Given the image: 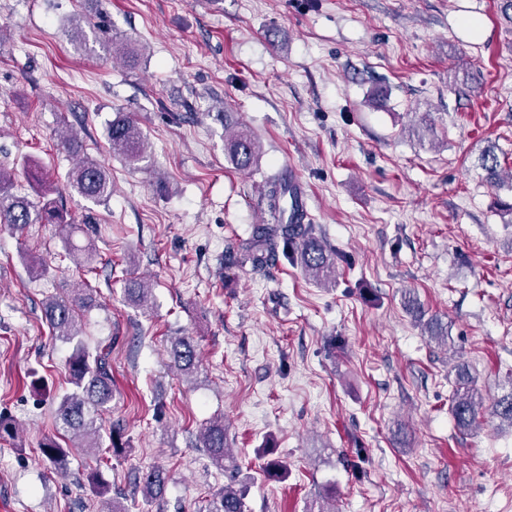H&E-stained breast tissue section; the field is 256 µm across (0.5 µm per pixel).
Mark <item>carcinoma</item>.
Segmentation results:
<instances>
[{
	"mask_svg": "<svg viewBox=\"0 0 512 512\" xmlns=\"http://www.w3.org/2000/svg\"><path fill=\"white\" fill-rule=\"evenodd\" d=\"M95 30L93 18L86 15L73 20L67 31L69 39L79 44L86 43V30ZM108 142L112 155L122 158L129 166L136 168L146 157L145 137L137 124L127 116L119 115L107 128ZM224 148L235 166L248 170L256 165L260 155V145L249 131L236 130L226 137ZM496 146H489L481 157V165L487 172V179L500 183L501 162L495 152ZM40 186L38 199L33 201L18 190L13 172L0 166V224L16 233L23 232L31 224H61L69 226L63 206L59 205L58 194L67 190L70 195L80 197L95 205H106L112 198V173L100 161L85 156L68 173L64 188L36 181ZM289 184L281 180L275 184L271 194L270 208L274 213V223L259 225L252 241L244 248L245 260L253 267L266 265L277 249H282L289 257L298 261L301 267L316 282L332 284L336 282V261L329 250L321 245L312 234V227L300 221L295 213L281 205L288 194ZM126 297L135 305L147 308L151 288L138 279L129 281L125 288ZM88 306L87 298H50L44 305L45 316L55 339L71 345L68 372L73 391L64 394L56 408V422L66 433L80 441L88 458L96 461L104 441L117 452L122 449L121 429L117 426L105 428L102 415L111 408L112 374L106 357L90 351L83 338L78 323L77 310ZM428 335L441 344H448V326L437 317L424 323ZM167 355L171 366L185 376L196 372L199 363L197 346L189 336H177L170 340ZM455 389L449 412L461 432L476 427L479 408L484 397L475 385L468 366L461 364L455 368ZM490 415L512 428V390L498 396L490 408ZM199 447L205 449L213 466L229 472V482L211 494L205 512H244L246 487L238 483L237 464L226 448L224 420L214 418L202 427ZM40 453L55 470L67 469L69 449L49 439L43 443ZM262 453L268 456L265 464L267 477L282 480L287 473L286 466L277 458L271 457L273 448L266 447ZM168 482L167 472L153 468L143 477L142 492L148 498L163 495Z\"/></svg>",
	"mask_w": 512,
	"mask_h": 512,
	"instance_id": "cac0c4a2",
	"label": "carcinoma"
}]
</instances>
